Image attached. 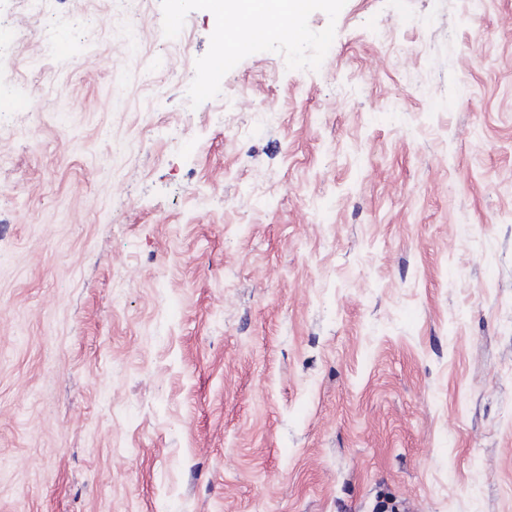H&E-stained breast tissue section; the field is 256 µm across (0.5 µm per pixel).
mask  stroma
<instances>
[{
    "mask_svg": "<svg viewBox=\"0 0 512 512\" xmlns=\"http://www.w3.org/2000/svg\"><path fill=\"white\" fill-rule=\"evenodd\" d=\"M0 25V512H512V0Z\"/></svg>",
    "mask_w": 512,
    "mask_h": 512,
    "instance_id": "1",
    "label": "stroma"
}]
</instances>
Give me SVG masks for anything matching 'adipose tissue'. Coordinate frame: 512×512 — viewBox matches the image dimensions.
<instances>
[{
    "label": "adipose tissue",
    "instance_id": "ef3b65f1",
    "mask_svg": "<svg viewBox=\"0 0 512 512\" xmlns=\"http://www.w3.org/2000/svg\"><path fill=\"white\" fill-rule=\"evenodd\" d=\"M208 6L216 21H223L225 15L233 14L246 20L258 19L264 22L269 38L280 36L284 24L299 22L306 12L304 0H201Z\"/></svg>",
    "mask_w": 512,
    "mask_h": 512
}]
</instances>
